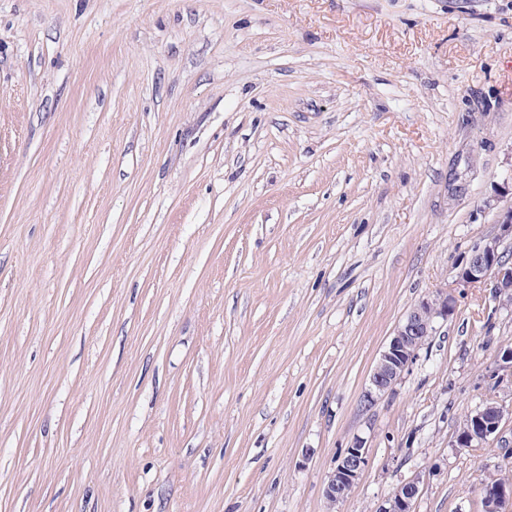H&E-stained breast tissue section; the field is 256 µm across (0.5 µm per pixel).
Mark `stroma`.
Instances as JSON below:
<instances>
[{"instance_id":"1","label":"stroma","mask_w":512,"mask_h":512,"mask_svg":"<svg viewBox=\"0 0 512 512\" xmlns=\"http://www.w3.org/2000/svg\"><path fill=\"white\" fill-rule=\"evenodd\" d=\"M510 182L512 0H0V512H481ZM496 235L474 243L460 264L458 284L490 285L498 307L512 310V258H505L512 243V206L498 214ZM455 309V296L442 288L413 306L380 354L363 397L364 407L375 405L392 389L417 359L426 342L437 332L439 320H448ZM512 419V404L502 401L483 400L470 411L462 420L456 434L455 446L458 448H473L489 440L496 439L501 446L509 448L511 442L503 439L502 422ZM368 465V449L361 441H356L344 449L338 456L324 489L325 498L331 508L346 498L347 491L355 486ZM419 483L416 476L402 483L378 506L376 512H413Z\"/></svg>"}]
</instances>
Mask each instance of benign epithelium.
I'll return each instance as SVG.
<instances>
[{"label": "benign epithelium", "mask_w": 512, "mask_h": 512, "mask_svg": "<svg viewBox=\"0 0 512 512\" xmlns=\"http://www.w3.org/2000/svg\"><path fill=\"white\" fill-rule=\"evenodd\" d=\"M496 235L474 243L460 264L458 284L467 287L489 285L497 305L512 310V206L498 214ZM456 309V298L438 289L421 299L397 326L373 369L363 404L371 407L402 378L419 356L426 342L437 332V323L446 321ZM512 419V404L484 400L467 412L456 434L455 446L473 448L493 438L508 448L512 442L502 436V422ZM369 465L368 449L356 441L338 456L330 472L324 494L330 507L346 498ZM420 478L415 476L398 486L376 512H414ZM481 512H512V482H482L479 486Z\"/></svg>", "instance_id": "1"}]
</instances>
